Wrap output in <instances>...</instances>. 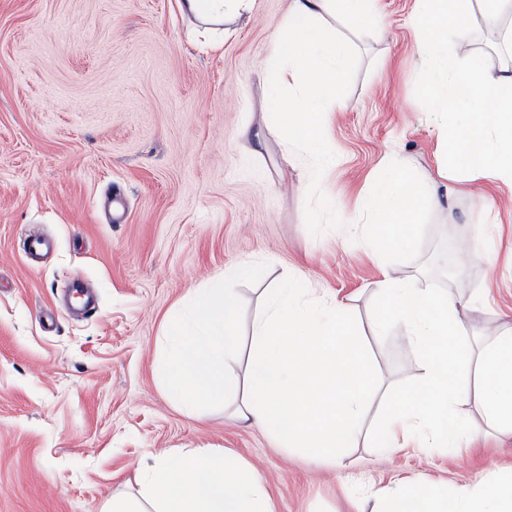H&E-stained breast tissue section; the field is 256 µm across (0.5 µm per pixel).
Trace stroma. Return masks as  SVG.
<instances>
[{
	"label": "stroma",
	"instance_id": "stroma-1",
	"mask_svg": "<svg viewBox=\"0 0 512 512\" xmlns=\"http://www.w3.org/2000/svg\"><path fill=\"white\" fill-rule=\"evenodd\" d=\"M290 0H253L224 31L202 33L177 0H0V512H103L132 498L156 455L222 448L262 478L273 512H380L433 484L512 479V438L481 429L465 447L426 454L417 438L378 447L397 393L420 386L414 348L373 335L385 273L448 292L485 340L512 326V184L448 180L449 199L413 212L416 243L378 251L346 237L386 159L420 186L438 183L440 125L415 96L424 63L417 0H377L382 31L327 17L351 47L342 97L328 113L335 163L310 185L308 157L286 159L271 91L275 33ZM262 131L254 155L244 129ZM121 194L126 215L105 201ZM486 234L484 259L467 258ZM28 235L53 248L37 266ZM268 263L240 285L252 324L275 284L349 307L380 389L351 447L311 463L260 427L215 409L190 415L155 364L170 317L238 266Z\"/></svg>",
	"mask_w": 512,
	"mask_h": 512
}]
</instances>
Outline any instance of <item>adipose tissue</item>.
I'll return each mask as SVG.
<instances>
[{
	"instance_id": "ef3b65f1",
	"label": "adipose tissue",
	"mask_w": 512,
	"mask_h": 512,
	"mask_svg": "<svg viewBox=\"0 0 512 512\" xmlns=\"http://www.w3.org/2000/svg\"><path fill=\"white\" fill-rule=\"evenodd\" d=\"M250 0H178L182 14L206 24H223L247 9ZM340 14L364 26H376V0H290V23L275 37L279 84L295 68L302 79L282 114L280 130L286 153L301 149L318 160L310 178L324 180L332 162L325 115L341 93L348 46L323 25ZM430 188L410 185L398 159L389 160L364 200L371 223L393 224L388 236H370L366 227L351 230L355 239H369L379 249L410 247L405 229L416 204L434 202ZM383 310L373 324L376 335L399 330L420 356L423 384L416 393L396 401L386 424L377 432L379 444L395 447L398 433L418 435L424 451L458 447L467 432L457 414L471 393H478L489 425L512 435V328L480 347H472L461 320L463 303L451 294L429 293L408 278L391 274L376 282ZM384 512H512V485L461 486L455 497L431 487L391 497L377 490ZM106 512H272L271 500L258 475L237 456L216 448H194L183 454L157 457L141 480L138 498H116Z\"/></svg>"
}]
</instances>
